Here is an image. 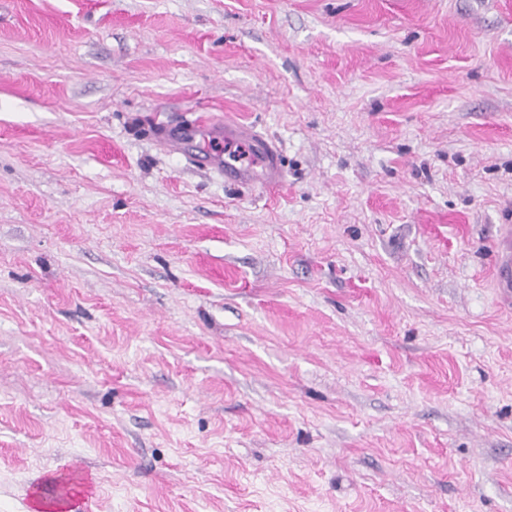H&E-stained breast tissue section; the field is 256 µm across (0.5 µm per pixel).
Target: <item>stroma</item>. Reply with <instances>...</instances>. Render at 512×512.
I'll use <instances>...</instances> for the list:
<instances>
[{"mask_svg": "<svg viewBox=\"0 0 512 512\" xmlns=\"http://www.w3.org/2000/svg\"><path fill=\"white\" fill-rule=\"evenodd\" d=\"M511 219L512 0H0V512H512ZM187 131L191 134L199 135L203 140L207 136L211 139L223 136L226 138L240 137L247 139L252 145V151L265 160L266 186L274 189L282 183L283 170L279 163L277 150L272 143L249 128L229 125L227 123H224V126H214L213 122L196 121L187 127ZM494 277L497 288L508 296L512 294V225L501 224L495 242Z\"/></svg>", "mask_w": 512, "mask_h": 512, "instance_id": "obj_1", "label": "stroma"}]
</instances>
